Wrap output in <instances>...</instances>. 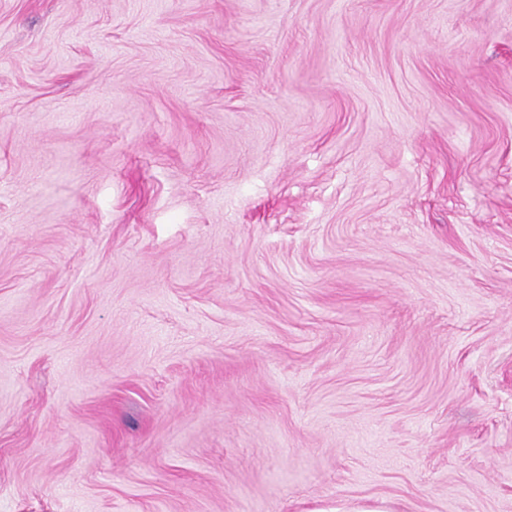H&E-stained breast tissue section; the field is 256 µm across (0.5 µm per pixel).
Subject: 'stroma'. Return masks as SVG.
I'll list each match as a JSON object with an SVG mask.
<instances>
[{
    "mask_svg": "<svg viewBox=\"0 0 512 512\" xmlns=\"http://www.w3.org/2000/svg\"><path fill=\"white\" fill-rule=\"evenodd\" d=\"M512 512V0H0V512Z\"/></svg>",
    "mask_w": 512,
    "mask_h": 512,
    "instance_id": "stroma-1",
    "label": "stroma"
}]
</instances>
